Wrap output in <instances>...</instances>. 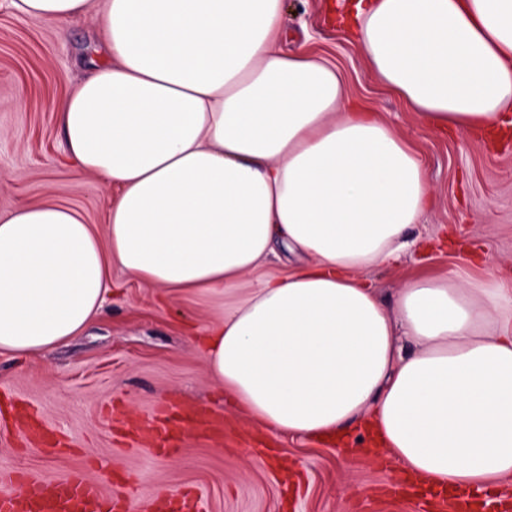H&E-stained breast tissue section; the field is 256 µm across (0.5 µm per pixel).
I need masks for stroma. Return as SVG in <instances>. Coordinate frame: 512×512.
I'll return each mask as SVG.
<instances>
[{"label": "stroma", "mask_w": 512, "mask_h": 512, "mask_svg": "<svg viewBox=\"0 0 512 512\" xmlns=\"http://www.w3.org/2000/svg\"><path fill=\"white\" fill-rule=\"evenodd\" d=\"M336 3L287 0L285 49L306 42L329 56L351 98L417 146L435 194L414 230L421 246L367 279L387 301L411 277L453 269L512 281V140L419 127L366 68L360 44L332 23ZM102 59L91 19L39 23L0 0L1 218L51 200L103 226L111 190L77 175L54 110ZM210 317L208 304L165 298L113 269L112 294L84 336L42 357L0 358V470L46 485L109 471L108 489L134 512H155L156 496L186 488L199 512H420L417 486L389 493L396 463L249 428L208 379L201 339ZM164 403L219 416L223 444L191 431L179 454L154 455L143 425Z\"/></svg>", "instance_id": "obj_1"}]
</instances>
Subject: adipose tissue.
<instances>
[{"label":"adipose tissue","instance_id":"obj_1","mask_svg":"<svg viewBox=\"0 0 512 512\" xmlns=\"http://www.w3.org/2000/svg\"><path fill=\"white\" fill-rule=\"evenodd\" d=\"M99 21L105 57L58 103L76 171L112 189L105 234L45 201L0 218V356L35 357L102 313L120 268L204 298L208 377L253 428L356 424L437 490L512 480V284L365 281L434 202L422 158L351 106L334 63L282 46L285 0H12ZM340 25L432 130L512 111V0H352Z\"/></svg>","mask_w":512,"mask_h":512}]
</instances>
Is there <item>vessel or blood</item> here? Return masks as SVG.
Here are the masks:
<instances>
[{
	"label": "vessel or blood",
	"instance_id": "b4317fda",
	"mask_svg": "<svg viewBox=\"0 0 512 512\" xmlns=\"http://www.w3.org/2000/svg\"><path fill=\"white\" fill-rule=\"evenodd\" d=\"M152 419L156 426L157 451L174 455L181 451L182 428H202L222 434L223 423L204 413L184 412L170 406L158 407ZM119 499L105 495L100 482L73 472L46 490L40 481L21 475L0 473V512H121Z\"/></svg>",
	"mask_w": 512,
	"mask_h": 512
}]
</instances>
